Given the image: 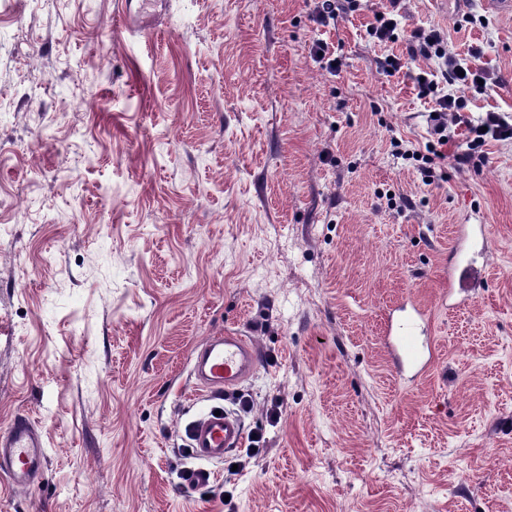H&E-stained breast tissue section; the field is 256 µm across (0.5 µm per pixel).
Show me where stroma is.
Instances as JSON below:
<instances>
[{"label": "stroma", "mask_w": 512, "mask_h": 512, "mask_svg": "<svg viewBox=\"0 0 512 512\" xmlns=\"http://www.w3.org/2000/svg\"><path fill=\"white\" fill-rule=\"evenodd\" d=\"M386 4L319 31L310 0H158L144 38L118 0H0V431L28 416L48 452L31 488L0 479V512H512V142L461 168L452 127L426 183L392 142L429 140L411 76L438 66L377 67L438 27L501 79L468 117L512 114V12L403 0L377 44ZM461 224L488 266L453 305ZM404 300L435 346L414 380L385 348ZM224 331L263 364L218 401L248 398L265 444L214 465L222 503L177 474L217 401L192 353ZM389 6H385L384 10L374 13V21L367 27V35L378 44H386L395 42L398 39L397 30L399 28L398 6L399 0H389ZM319 52H322V55H319ZM310 56L315 62L319 63L323 69L330 73L336 72V69L341 66V61L339 57L336 56L335 48L333 46L331 47L329 43L323 39L313 41L310 48ZM332 63H336V66H332Z\"/></svg>", "instance_id": "35a3bbf8"}]
</instances>
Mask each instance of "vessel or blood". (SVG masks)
Listing matches in <instances>:
<instances>
[{
  "instance_id": "1",
  "label": "vessel or blood",
  "mask_w": 512,
  "mask_h": 512,
  "mask_svg": "<svg viewBox=\"0 0 512 512\" xmlns=\"http://www.w3.org/2000/svg\"><path fill=\"white\" fill-rule=\"evenodd\" d=\"M483 282V269L474 257L466 255L448 270L449 294L469 293ZM425 311L405 302L390 314L386 348L404 370L422 375L434 363V353L422 338L429 331ZM193 375L211 393L231 390L252 376L262 359L254 342L234 332L208 337L193 354ZM189 446L202 462L195 481L203 485L213 476L211 463L243 446L246 438L242 420L233 412L207 410L190 426ZM47 465L46 443L36 423L29 418L14 419L0 432V475L17 489L30 488Z\"/></svg>"
}]
</instances>
